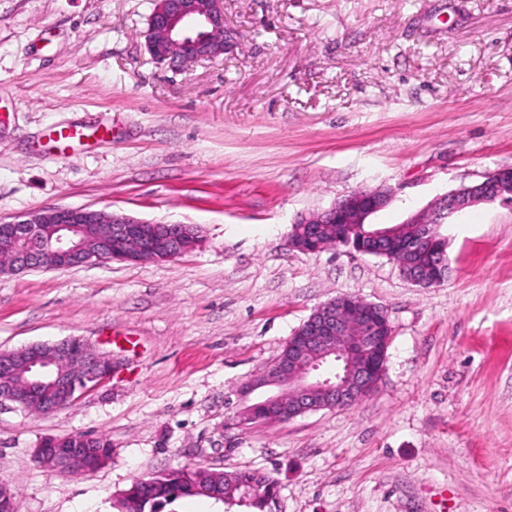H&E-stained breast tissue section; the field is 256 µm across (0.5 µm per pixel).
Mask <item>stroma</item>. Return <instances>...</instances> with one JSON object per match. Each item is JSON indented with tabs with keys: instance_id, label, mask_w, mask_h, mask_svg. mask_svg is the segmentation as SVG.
<instances>
[{
	"instance_id": "35a3bbf8",
	"label": "stroma",
	"mask_w": 512,
	"mask_h": 512,
	"mask_svg": "<svg viewBox=\"0 0 512 512\" xmlns=\"http://www.w3.org/2000/svg\"><path fill=\"white\" fill-rule=\"evenodd\" d=\"M153 0H0V222L55 207L197 229L168 261L0 273V351L79 336L112 380L50 414L0 410L17 512H117L183 465L278 482L279 512H512V205L444 226L451 274L289 250L294 222L360 190L377 224L512 166V0H224L222 59L145 50ZM79 126L82 140L56 141ZM392 330L347 408L241 423V387L320 305ZM106 435L91 473L39 465L49 435ZM418 266L422 269V273L418 269H414L412 272L409 273L408 280L413 282L414 284L418 286H426L428 284V280L422 275L424 274L429 280L435 279V277L441 276L447 278L450 273V265L447 263L446 265L439 271L437 268L432 266L431 259L427 260L424 255H418L417 259Z\"/></svg>"
}]
</instances>
